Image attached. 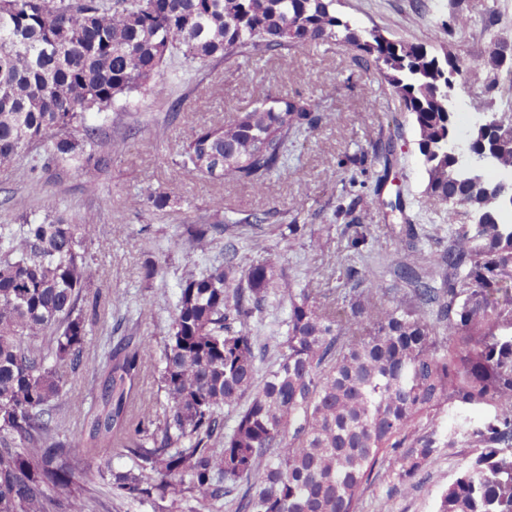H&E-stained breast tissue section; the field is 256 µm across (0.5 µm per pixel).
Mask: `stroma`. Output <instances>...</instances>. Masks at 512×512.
<instances>
[{
	"instance_id": "obj_1",
	"label": "stroma",
	"mask_w": 512,
	"mask_h": 512,
	"mask_svg": "<svg viewBox=\"0 0 512 512\" xmlns=\"http://www.w3.org/2000/svg\"><path fill=\"white\" fill-rule=\"evenodd\" d=\"M458 5L470 26L453 34L448 31L454 7L450 0H341L340 10L359 26L379 28L391 39L423 43L438 52L447 49L464 59L468 69L459 82L455 108L457 134L463 139L472 126L468 110L474 101L495 96L498 111L512 114V86L503 82L491 89L486 67L502 42L512 43V0H459ZM354 57V49L343 43L304 45L280 57L240 58L199 70L174 57L165 71V98L136 94L99 120L101 140H121L125 148L113 155L97 195L87 194L81 177L65 168L43 172L40 184H33L31 156L25 153L14 166L0 168V199L11 200L9 209L0 211V221L37 211L46 193L73 218L93 215L99 226L89 247L94 286L105 296L125 295L132 334L158 346L168 334L180 278L231 251L242 266L267 260L295 280L303 279L309 267L321 268L325 288L339 287L333 271L352 265L375 278L385 294L405 291L387 262L404 226H415L420 260L432 267L448 245V223L443 214L423 206L427 176L407 112L379 76L357 66ZM297 93L325 119L289 143L291 178H272L259 194L243 183L201 178L175 167L194 127L224 121L268 96ZM175 102L183 108L177 115L171 111ZM380 175L385 185L378 193L374 186ZM159 190L173 197L167 211H155L148 203L131 208L130 197ZM215 197L223 199L226 217L239 225L201 254L184 245L181 231L186 224L206 223ZM355 197L362 200L364 223L377 227L372 240L357 250L348 248L344 224L335 216L339 206ZM398 198L404 204L400 212L389 207ZM250 213L266 214V223H244ZM257 235L264 239L265 251L253 250ZM150 264L159 266L160 273L148 281L144 270ZM145 294L154 299L148 314L138 306ZM108 332V327H94L84 366L68 379L81 404L91 402L87 380ZM473 454L464 446L438 449L406 489L400 488L391 466H382L363 497L361 512H383L385 502L390 512H436L449 481Z\"/></svg>"
}]
</instances>
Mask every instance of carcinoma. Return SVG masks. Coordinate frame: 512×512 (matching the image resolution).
I'll use <instances>...</instances> for the list:
<instances>
[{"label": "carcinoma", "mask_w": 512, "mask_h": 512, "mask_svg": "<svg viewBox=\"0 0 512 512\" xmlns=\"http://www.w3.org/2000/svg\"><path fill=\"white\" fill-rule=\"evenodd\" d=\"M339 0H0V167L43 148L31 171L66 166L100 191L99 173L120 145H95L94 120L132 94L166 96L164 69L179 53L205 65L279 55L291 46L341 42L375 69L410 116L427 174L426 208L483 217L454 231L438 271L392 259L409 291L387 298L380 284L346 269L356 287L329 300L268 262L242 268L236 255L189 272L162 350L112 327L93 377V400L76 405L67 372L85 362L101 293L88 245L98 225L74 222L43 196L40 216L0 224V512H87L94 497L76 474L92 454L119 448L131 468L112 474L114 512L162 502L166 512H360L376 467L414 477L437 449H477L442 495L437 512H512V222L490 193L493 180L465 173L450 154L451 101L465 61L446 50L391 40L336 10ZM323 115L302 97H270L221 123L195 129L177 168L265 191L286 178L288 142ZM467 145L512 173V135L474 126ZM357 201L339 208L357 249L371 237ZM186 224L205 253L248 214ZM440 286H435L436 281ZM288 304L276 363L257 379L267 345L248 330L254 311ZM158 373L163 398L139 386ZM448 408L446 435L423 419ZM78 427L60 435L63 411ZM235 424L224 430V411Z\"/></svg>", "instance_id": "obj_1"}]
</instances>
